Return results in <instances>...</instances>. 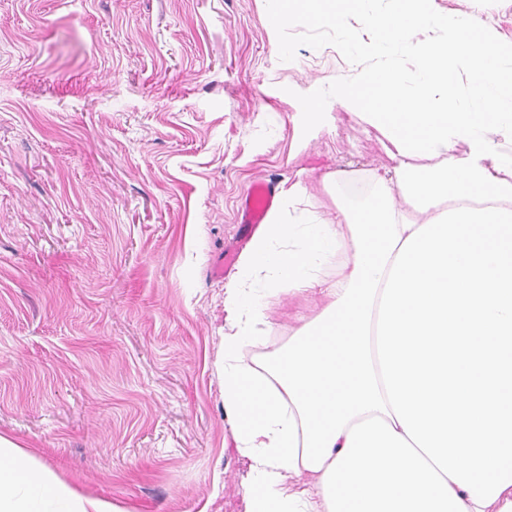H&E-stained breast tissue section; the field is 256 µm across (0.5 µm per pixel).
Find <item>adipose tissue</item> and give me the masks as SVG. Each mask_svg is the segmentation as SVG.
<instances>
[{"mask_svg": "<svg viewBox=\"0 0 512 512\" xmlns=\"http://www.w3.org/2000/svg\"><path fill=\"white\" fill-rule=\"evenodd\" d=\"M265 0L363 34L332 88L386 162L282 183L224 290V412L247 512H512V40L434 0ZM410 50L401 71L382 57ZM465 72L458 97L450 73ZM316 306L280 332L281 297ZM0 512H126L0 435Z\"/></svg>", "mask_w": 512, "mask_h": 512, "instance_id": "adipose-tissue-1", "label": "adipose tissue"}]
</instances>
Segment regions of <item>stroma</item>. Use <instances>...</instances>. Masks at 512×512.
I'll list each match as a JSON object with an SVG mask.
<instances>
[{
  "label": "stroma",
  "instance_id": "1",
  "mask_svg": "<svg viewBox=\"0 0 512 512\" xmlns=\"http://www.w3.org/2000/svg\"><path fill=\"white\" fill-rule=\"evenodd\" d=\"M435 6L512 38V0ZM280 41L263 0H0V434L129 512H246L210 269L253 182L384 158L335 32ZM324 111V102L320 97H314L310 101L309 112H305L306 120L300 130L299 138L302 148H306L315 136L317 129L325 125L331 112Z\"/></svg>",
  "mask_w": 512,
  "mask_h": 512
}]
</instances>
